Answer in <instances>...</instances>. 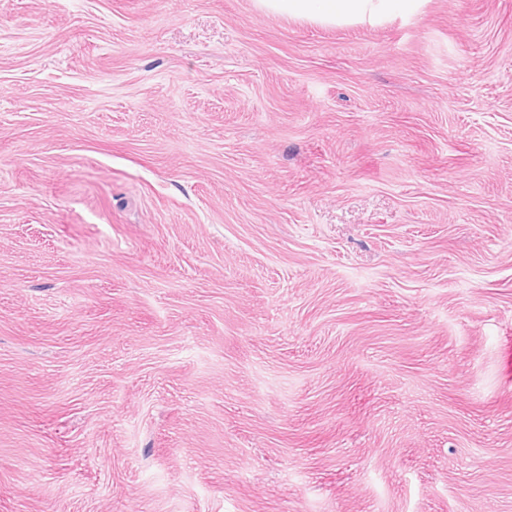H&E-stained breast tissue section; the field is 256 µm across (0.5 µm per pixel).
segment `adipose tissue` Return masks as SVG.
Returning <instances> with one entry per match:
<instances>
[{
    "label": "adipose tissue",
    "mask_w": 512,
    "mask_h": 512,
    "mask_svg": "<svg viewBox=\"0 0 512 512\" xmlns=\"http://www.w3.org/2000/svg\"><path fill=\"white\" fill-rule=\"evenodd\" d=\"M266 13L284 14L322 24L375 23L394 13H415L420 0H256Z\"/></svg>",
    "instance_id": "ef3b65f1"
}]
</instances>
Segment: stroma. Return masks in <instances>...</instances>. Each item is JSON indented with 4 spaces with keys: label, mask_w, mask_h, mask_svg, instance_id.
I'll return each mask as SVG.
<instances>
[{
    "label": "stroma",
    "mask_w": 512,
    "mask_h": 512,
    "mask_svg": "<svg viewBox=\"0 0 512 512\" xmlns=\"http://www.w3.org/2000/svg\"><path fill=\"white\" fill-rule=\"evenodd\" d=\"M0 512H512V0H0ZM420 0H256L265 13L284 14L322 24L375 23L395 12L414 14Z\"/></svg>",
    "instance_id": "1"
}]
</instances>
